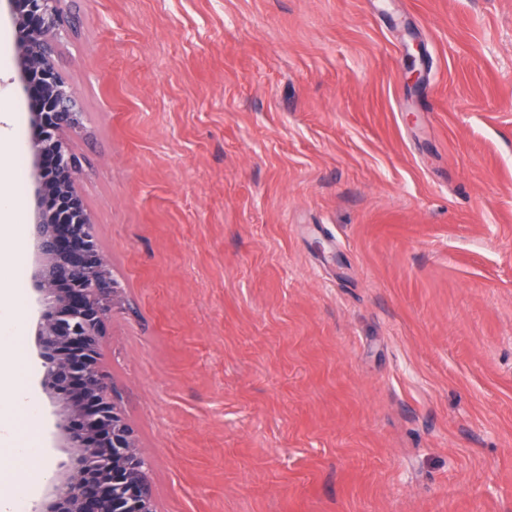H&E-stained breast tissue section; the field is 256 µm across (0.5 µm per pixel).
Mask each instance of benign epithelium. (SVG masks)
Here are the masks:
<instances>
[{
  "instance_id": "benign-epithelium-1",
  "label": "benign epithelium",
  "mask_w": 512,
  "mask_h": 512,
  "mask_svg": "<svg viewBox=\"0 0 512 512\" xmlns=\"http://www.w3.org/2000/svg\"><path fill=\"white\" fill-rule=\"evenodd\" d=\"M15 26L17 77H35L31 120L37 199L31 232L38 253L33 278L42 310L35 335L41 385L56 407L57 437L69 458L37 512H154L138 435L111 395L98 342L121 289L92 234V218L75 188L80 170L67 133L80 126L77 92L52 63L64 20L60 0H7Z\"/></svg>"
}]
</instances>
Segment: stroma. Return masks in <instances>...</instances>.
Listing matches in <instances>:
<instances>
[{"instance_id":"stroma-1","label":"stroma","mask_w":512,"mask_h":512,"mask_svg":"<svg viewBox=\"0 0 512 512\" xmlns=\"http://www.w3.org/2000/svg\"><path fill=\"white\" fill-rule=\"evenodd\" d=\"M76 189L123 291L100 360L155 512H512V0H62ZM423 79L407 82L413 46ZM0 226L34 203L0 10ZM33 241L0 243V374L39 460ZM21 329L16 301H2L0 296V359H2V351L11 348Z\"/></svg>"}]
</instances>
